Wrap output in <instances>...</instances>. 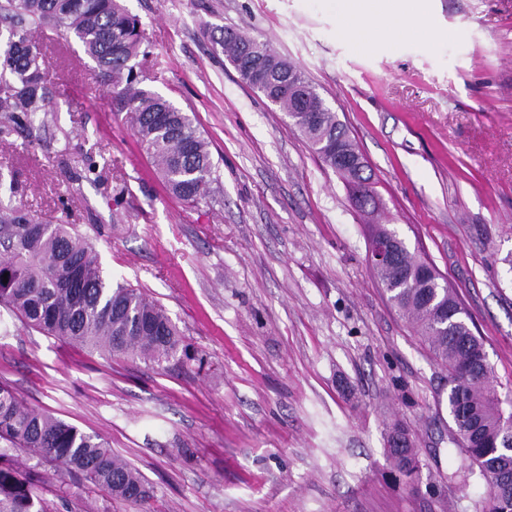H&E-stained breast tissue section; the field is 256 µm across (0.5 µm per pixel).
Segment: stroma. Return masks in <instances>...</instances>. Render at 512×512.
I'll use <instances>...</instances> for the list:
<instances>
[{
    "mask_svg": "<svg viewBox=\"0 0 512 512\" xmlns=\"http://www.w3.org/2000/svg\"><path fill=\"white\" fill-rule=\"evenodd\" d=\"M123 3L150 41L149 89L210 142V194L168 193L94 61L49 27L35 39L58 121L46 146L0 140V177L42 221L86 234L112 281L163 305L192 358H105L0 309V382L137 467L149 512H481L487 481L458 477L448 373L367 253L375 221L431 262L512 388V0H430L427 36L365 51L337 39L324 0ZM226 27L268 42L335 110L371 169L375 219L213 47ZM68 146L92 150L96 176L68 180ZM397 423L419 452L414 489L388 458ZM14 460L38 467L58 512H134L29 453Z\"/></svg>",
    "mask_w": 512,
    "mask_h": 512,
    "instance_id": "1",
    "label": "stroma"
}]
</instances>
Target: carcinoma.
Segmentation results:
<instances>
[{"label":"carcinoma","instance_id":"1","mask_svg":"<svg viewBox=\"0 0 512 512\" xmlns=\"http://www.w3.org/2000/svg\"><path fill=\"white\" fill-rule=\"evenodd\" d=\"M0 139L23 134L47 141L56 125L55 87L42 69L37 29L51 26L74 37L96 63L100 82L112 87V111L124 112L138 142L167 191L187 204L210 193L214 163L193 116L146 89L150 73L136 69L145 57L142 23L121 0H0ZM253 90L275 105L336 168V147H357L313 85H288L296 66L270 46L226 27L211 37ZM79 182L94 173L92 152L80 153ZM18 184L0 199V306L46 336L63 339L104 357L134 356L161 366L187 356L180 332L166 310L138 288L112 284L90 239L67 224H47L13 204ZM375 236L392 241L394 260L372 268L389 300L413 324L448 371V416L455 444L489 483L483 512H512V390L499 393L483 340L448 283L416 259L399 234L380 225ZM8 281H3V275ZM401 439L388 453L399 473L420 479L418 450L407 429L393 425L387 440ZM23 449L43 462L81 473L111 498L144 508L153 490L142 473L116 456L98 435L81 432L50 414L23 405L0 384V512H52L39 496L40 477L15 466Z\"/></svg>","mask_w":512,"mask_h":512}]
</instances>
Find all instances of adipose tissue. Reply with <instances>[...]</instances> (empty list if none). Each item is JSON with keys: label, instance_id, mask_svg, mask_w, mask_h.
Listing matches in <instances>:
<instances>
[{"label": "adipose tissue", "instance_id": "ef3b65f1", "mask_svg": "<svg viewBox=\"0 0 512 512\" xmlns=\"http://www.w3.org/2000/svg\"><path fill=\"white\" fill-rule=\"evenodd\" d=\"M328 4L342 19L337 38L359 50L380 40L396 45L428 30L427 0H328Z\"/></svg>", "mask_w": 512, "mask_h": 512}]
</instances>
